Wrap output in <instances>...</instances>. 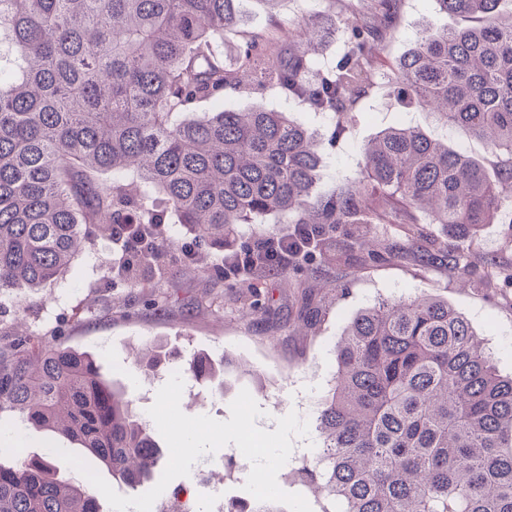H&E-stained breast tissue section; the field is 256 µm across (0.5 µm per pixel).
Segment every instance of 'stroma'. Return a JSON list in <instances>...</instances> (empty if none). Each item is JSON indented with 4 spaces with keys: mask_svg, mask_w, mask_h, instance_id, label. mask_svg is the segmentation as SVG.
Returning <instances> with one entry per match:
<instances>
[{
    "mask_svg": "<svg viewBox=\"0 0 512 512\" xmlns=\"http://www.w3.org/2000/svg\"><path fill=\"white\" fill-rule=\"evenodd\" d=\"M368 0H292L269 15L263 0H248L247 23L254 27L276 18L282 31L309 15L343 19L346 13L366 10ZM434 0H403L395 36L382 57L394 62L410 48L427 26H442ZM266 109L317 130L322 138V163L316 192L327 193L353 178L360 169L361 147L379 131L397 126L419 128L433 138H447L475 159L492 158L484 141L465 130L445 129L436 117L386 85H378L360 103L349 128L332 137L329 117L304 111L273 94L258 99ZM275 224H242L223 248H200L196 261L184 263L180 247L195 239L181 224H167L163 274L141 271L138 281L104 286L112 273V244L95 234L70 271L39 289L26 301L0 295V329H19L94 355L101 373L121 386L141 419H148L158 390L172 373L184 380L180 407L186 415H207L219 421L230 417V404L248 390L263 414L258 427L272 431L279 418L297 413L307 420L308 437L295 438L288 462L277 475L279 487L304 495L312 512L324 501L309 492L298 469L321 444L316 427L321 402L333 385L336 345L351 320L377 300L427 294L448 302L468 320L497 370L512 374V280L496 276V267L512 270V224H487L463 248L472 276L462 284L447 266L432 263L419 252L348 270L337 277L324 268L321 253H312L290 279L267 273L251 279L216 270L224 253L244 248L254 238L278 232ZM162 308L151 307L152 299ZM157 350L163 369L147 376L134 367L136 353ZM205 357L217 376L194 378L188 362ZM249 465L235 444L202 456L189 476L174 479L167 493L181 492L198 508H206L214 488L226 498L244 499L248 493L240 475Z\"/></svg>",
    "mask_w": 512,
    "mask_h": 512,
    "instance_id": "obj_1",
    "label": "stroma"
}]
</instances>
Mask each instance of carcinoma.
<instances>
[{
    "label": "carcinoma",
    "instance_id": "obj_1",
    "mask_svg": "<svg viewBox=\"0 0 512 512\" xmlns=\"http://www.w3.org/2000/svg\"><path fill=\"white\" fill-rule=\"evenodd\" d=\"M246 2L0 0V292L24 299L45 287L103 224H163L169 214L198 246L268 217L314 225L323 263L338 273L402 252L361 236L348 258L331 237L337 225L409 224L410 246L431 247L469 276L462 250L431 243L425 225L464 241L512 200L509 0H436L452 23L421 30L386 74L444 126L484 140L494 174L446 140L390 128L362 147L358 178L325 194L314 192V130L284 112L226 109L224 97L274 92L330 116L340 135L381 77L402 0H369L365 16L343 20L345 49L327 68L309 26L286 40L246 31L225 58ZM205 104L219 110L195 112ZM336 363L304 483L339 512H512V376L498 374L448 302L417 296L364 309ZM4 413L78 445L131 489L164 460L92 356L37 336L0 334ZM67 470L57 455L0 462V512H101L100 491Z\"/></svg>",
    "mask_w": 512,
    "mask_h": 512
}]
</instances>
